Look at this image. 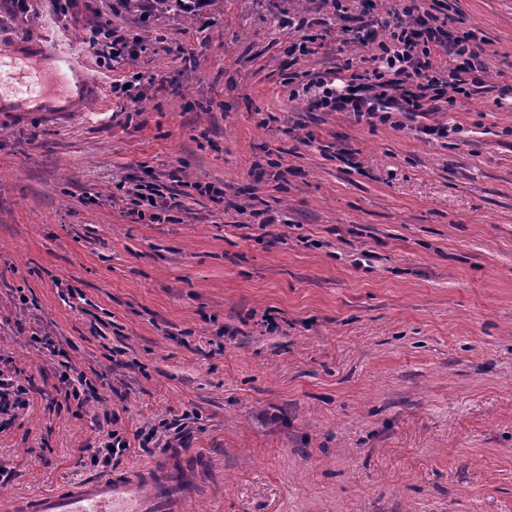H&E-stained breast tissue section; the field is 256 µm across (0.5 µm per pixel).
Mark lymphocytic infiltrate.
I'll use <instances>...</instances> for the list:
<instances>
[{
  "instance_id": "f902f5d3",
  "label": "lymphocytic infiltrate",
  "mask_w": 512,
  "mask_h": 512,
  "mask_svg": "<svg viewBox=\"0 0 512 512\" xmlns=\"http://www.w3.org/2000/svg\"><path fill=\"white\" fill-rule=\"evenodd\" d=\"M447 25V18L423 10L419 0H401L358 27L355 41L371 46L372 52L342 88H333L321 74L301 91L321 89L323 108L351 110L356 121L369 124L389 121L391 111L407 106L419 117L455 106L480 84L483 62L468 35L451 34ZM440 51L447 55V64L435 63Z\"/></svg>"
}]
</instances>
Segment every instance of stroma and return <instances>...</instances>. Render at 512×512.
Wrapping results in <instances>:
<instances>
[{
	"label": "stroma",
	"mask_w": 512,
	"mask_h": 512,
	"mask_svg": "<svg viewBox=\"0 0 512 512\" xmlns=\"http://www.w3.org/2000/svg\"><path fill=\"white\" fill-rule=\"evenodd\" d=\"M32 3L33 23L0 0V43L56 33L104 92L62 125L0 116V355L31 386L0 418V496L100 475L111 430L121 467L161 460L140 437L184 414L215 486L192 512H512V0L422 2L486 52L444 139L289 99L368 53L338 52L356 22L330 0L189 23ZM104 20L135 57L84 46ZM148 183L157 223L125 200ZM64 362L96 400H59ZM129 450V443L126 438L121 435L118 431L112 430L108 432V440H106L101 448H97L96 453L91 457V463L98 465L100 458L102 462L118 464L121 458Z\"/></svg>",
	"instance_id": "obj_1"
}]
</instances>
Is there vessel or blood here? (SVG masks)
<instances>
[{
  "label": "vessel or blood",
  "instance_id": "vessel-or-blood-1",
  "mask_svg": "<svg viewBox=\"0 0 512 512\" xmlns=\"http://www.w3.org/2000/svg\"><path fill=\"white\" fill-rule=\"evenodd\" d=\"M100 95L101 86L82 54L51 38L0 48V112L62 120L78 116ZM207 468V458L199 456L124 469L14 502L10 512H188Z\"/></svg>",
  "mask_w": 512,
  "mask_h": 512
}]
</instances>
